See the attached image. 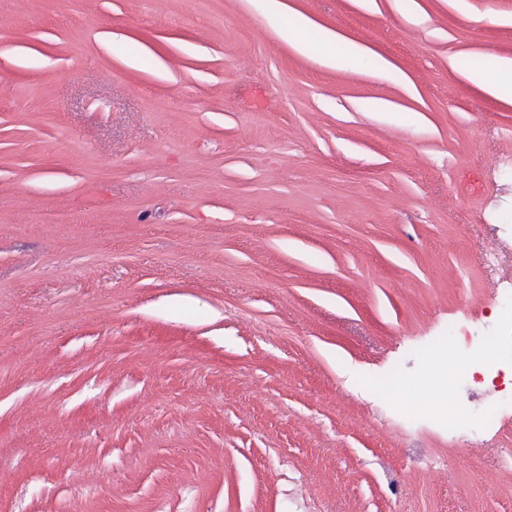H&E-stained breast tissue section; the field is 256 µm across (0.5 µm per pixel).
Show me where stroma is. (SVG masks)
Returning <instances> with one entry per match:
<instances>
[{"label": "stroma", "mask_w": 512, "mask_h": 512, "mask_svg": "<svg viewBox=\"0 0 512 512\" xmlns=\"http://www.w3.org/2000/svg\"><path fill=\"white\" fill-rule=\"evenodd\" d=\"M281 2L0 0V512H512V0ZM470 80L489 94L511 102L512 58H500L496 69L493 71H476L471 73ZM458 358L447 352H435L431 356L430 373L436 378L433 384L424 385L419 382L403 380L398 385L388 389V396L404 410L430 407L440 416L445 417L450 424L462 416V412L448 404V390L451 377L458 371ZM459 375L462 377H472L473 379H488L492 384H495L496 380L502 376V373L498 368L497 359L493 355L488 354L484 358L480 369L472 370L468 361L461 359Z\"/></svg>", "instance_id": "35a3bbf8"}]
</instances>
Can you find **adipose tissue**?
Here are the masks:
<instances>
[{"label": "adipose tissue", "mask_w": 512, "mask_h": 512, "mask_svg": "<svg viewBox=\"0 0 512 512\" xmlns=\"http://www.w3.org/2000/svg\"><path fill=\"white\" fill-rule=\"evenodd\" d=\"M454 356L443 352L433 353L430 361V372L434 375V383L425 385L419 382L402 381L390 387L388 396L405 410L429 407L440 416L453 420L460 417V410L448 403L450 380L457 373Z\"/></svg>", "instance_id": "ef3b65f1"}]
</instances>
